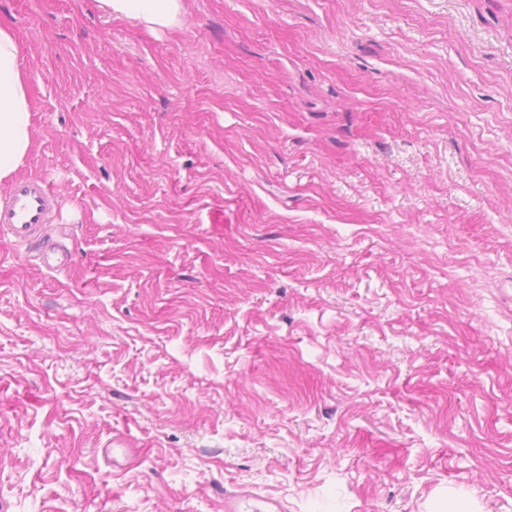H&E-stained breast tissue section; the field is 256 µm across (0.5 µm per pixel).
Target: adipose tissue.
I'll return each mask as SVG.
<instances>
[{
    "mask_svg": "<svg viewBox=\"0 0 512 512\" xmlns=\"http://www.w3.org/2000/svg\"><path fill=\"white\" fill-rule=\"evenodd\" d=\"M114 16L158 33L184 24L182 0H100ZM30 87L14 31L0 24V186L12 183L33 146Z\"/></svg>",
    "mask_w": 512,
    "mask_h": 512,
    "instance_id": "adipose-tissue-1",
    "label": "adipose tissue"
}]
</instances>
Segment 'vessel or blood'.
<instances>
[{"label":"vessel or blood","instance_id":"vessel-or-blood-1","mask_svg":"<svg viewBox=\"0 0 512 512\" xmlns=\"http://www.w3.org/2000/svg\"><path fill=\"white\" fill-rule=\"evenodd\" d=\"M53 202V191L43 179L17 181L9 199L0 204V231L19 243L35 244L42 236ZM224 512H282V506L262 496L228 492L224 495Z\"/></svg>","mask_w":512,"mask_h":512}]
</instances>
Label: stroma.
<instances>
[{
  "label": "stroma",
  "instance_id": "obj_1",
  "mask_svg": "<svg viewBox=\"0 0 512 512\" xmlns=\"http://www.w3.org/2000/svg\"><path fill=\"white\" fill-rule=\"evenodd\" d=\"M0 0V512H512V0ZM112 16L135 21L152 33L182 27V0H99ZM30 87L14 31L0 23V186L12 183L33 146ZM53 202V191L43 179L31 177L17 181L10 198L0 204V231L32 248L42 236ZM32 249L33 256L40 259L47 268H51L55 262L62 263L67 259V254L64 253L53 261L49 253ZM282 510V505L273 499L227 491L224 493L225 512H281Z\"/></svg>",
  "mask_w": 512,
  "mask_h": 512
}]
</instances>
